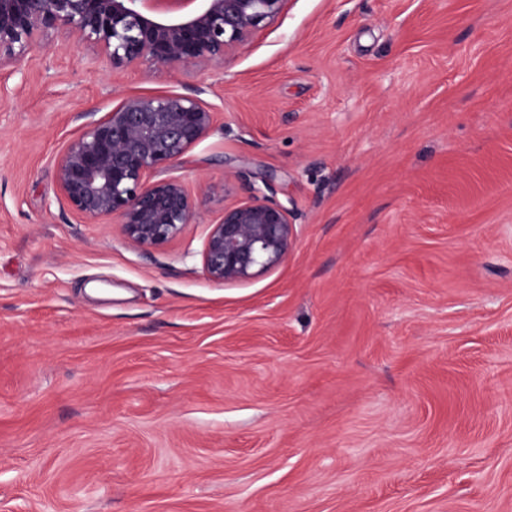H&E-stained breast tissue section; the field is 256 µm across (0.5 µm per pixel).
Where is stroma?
<instances>
[{
	"instance_id": "obj_1",
	"label": "stroma",
	"mask_w": 512,
	"mask_h": 512,
	"mask_svg": "<svg viewBox=\"0 0 512 512\" xmlns=\"http://www.w3.org/2000/svg\"><path fill=\"white\" fill-rule=\"evenodd\" d=\"M42 42L0 70V512H512V0H288L189 69ZM193 91L194 223H81L90 113ZM266 176L296 246L209 280Z\"/></svg>"
}]
</instances>
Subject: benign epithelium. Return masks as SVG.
Instances as JSON below:
<instances>
[{
    "instance_id": "1",
    "label": "benign epithelium",
    "mask_w": 512,
    "mask_h": 512,
    "mask_svg": "<svg viewBox=\"0 0 512 512\" xmlns=\"http://www.w3.org/2000/svg\"><path fill=\"white\" fill-rule=\"evenodd\" d=\"M185 13L160 12L148 0H0V68L22 66L41 36L66 29L119 70L140 61L191 68L223 63L274 24L287 0H187ZM216 113L196 94L127 96L85 124L55 157L61 196L86 224L112 218L134 249L161 246L193 223L196 204L184 181L154 175L174 166L212 129ZM272 180L224 205L202 253L217 283L250 281L288 259L295 218Z\"/></svg>"
}]
</instances>
